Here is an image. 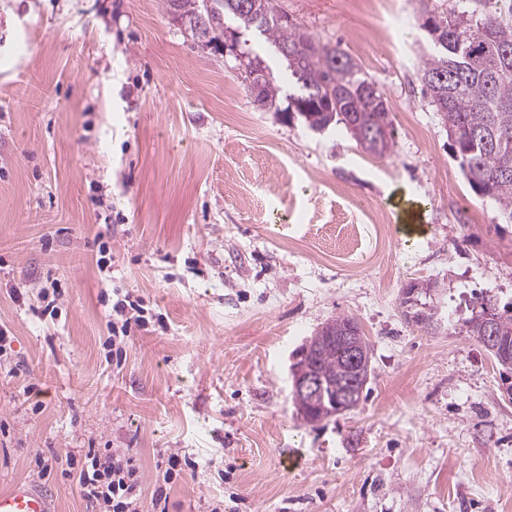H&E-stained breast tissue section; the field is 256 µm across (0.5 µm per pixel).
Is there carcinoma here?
<instances>
[{
    "mask_svg": "<svg viewBox=\"0 0 512 512\" xmlns=\"http://www.w3.org/2000/svg\"><path fill=\"white\" fill-rule=\"evenodd\" d=\"M453 0L441 14L420 0V27L430 21L442 27L431 38L432 51L423 63V91L448 127L454 154L474 192L492 200L499 218L512 223V24L502 16L503 0ZM167 13L181 19L186 31L209 44L221 42L225 21L231 19L242 36H257L277 54L283 70L275 72L263 57H248V76L259 86L254 102L262 109L279 103L283 83L294 87L286 96L287 111L296 110L309 128L343 126L363 150L383 157L393 138L383 93L340 46L317 40L288 14L278 12L277 0H163ZM430 283L411 282L402 291L404 317L431 327L436 309L427 302ZM478 311L467 321V333L482 335L491 319L498 350L512 351V314L502 313L488 296L476 298ZM358 326L354 318L338 316L311 337L305 350L316 355L325 386L348 375V351L341 337ZM297 414L308 423L329 414V391L316 399L293 397Z\"/></svg>",
    "mask_w": 512,
    "mask_h": 512,
    "instance_id": "1",
    "label": "carcinoma"
}]
</instances>
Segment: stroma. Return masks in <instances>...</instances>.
<instances>
[{"mask_svg":"<svg viewBox=\"0 0 512 512\" xmlns=\"http://www.w3.org/2000/svg\"><path fill=\"white\" fill-rule=\"evenodd\" d=\"M384 94L392 151L259 109L242 47L205 45L162 0H0V493L91 512L68 456L114 448L144 473L143 512H512V397L440 316L512 301V224L475 194L423 92L430 38L338 0H279ZM426 230L406 236L401 199ZM64 291L57 317L41 289ZM142 303L122 363L112 293ZM349 315L372 349L353 409L304 422L292 370ZM199 464L152 493L161 463ZM435 290L432 285L427 282H411L402 291V299L400 304L403 308L404 317L417 324L421 321L426 323L427 329L438 324L437 311L426 300L430 298L431 292ZM436 321V322H435Z\"/></svg>","mask_w":512,"mask_h":512,"instance_id":"obj_1","label":"stroma"}]
</instances>
